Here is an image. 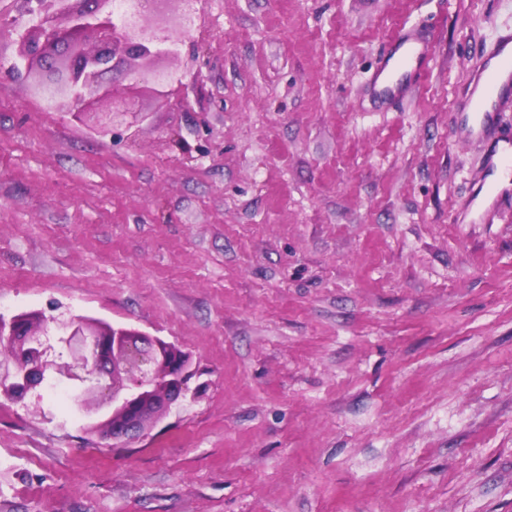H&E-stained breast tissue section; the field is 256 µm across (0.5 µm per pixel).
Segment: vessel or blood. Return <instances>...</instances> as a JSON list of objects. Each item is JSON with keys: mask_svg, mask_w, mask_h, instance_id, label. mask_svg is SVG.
Returning a JSON list of instances; mask_svg holds the SVG:
<instances>
[{"mask_svg": "<svg viewBox=\"0 0 512 512\" xmlns=\"http://www.w3.org/2000/svg\"><path fill=\"white\" fill-rule=\"evenodd\" d=\"M431 58L429 41L413 30H401L370 77L377 95L398 108L412 90L409 73ZM461 122L470 137L485 145V175L474 200L486 217L488 197L512 194V129L500 126V114L512 107V30L500 33L464 93Z\"/></svg>", "mask_w": 512, "mask_h": 512, "instance_id": "obj_1", "label": "vessel or blood"}]
</instances>
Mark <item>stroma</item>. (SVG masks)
Here are the masks:
<instances>
[{"label": "stroma", "mask_w": 512, "mask_h": 512, "mask_svg": "<svg viewBox=\"0 0 512 512\" xmlns=\"http://www.w3.org/2000/svg\"><path fill=\"white\" fill-rule=\"evenodd\" d=\"M146 117L45 111L0 41V313L175 344L184 404L134 441L0 397V512H512V204L467 218L457 92L512 0H166ZM411 100L364 92L403 27Z\"/></svg>", "instance_id": "stroma-1"}]
</instances>
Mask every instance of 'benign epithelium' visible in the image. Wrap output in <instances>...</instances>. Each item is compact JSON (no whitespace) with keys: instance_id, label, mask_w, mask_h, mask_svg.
Masks as SVG:
<instances>
[{"instance_id":"obj_1","label":"benign epithelium","mask_w":512,"mask_h":512,"mask_svg":"<svg viewBox=\"0 0 512 512\" xmlns=\"http://www.w3.org/2000/svg\"><path fill=\"white\" fill-rule=\"evenodd\" d=\"M38 20L21 38L31 91L52 109L86 114L101 133L134 113L130 91L141 84L164 93L169 73L132 68L163 55L174 37L169 22L147 28V6L162 0H129L126 16H114V0H34ZM108 102L109 112H98ZM0 394L23 403L51 381L77 390L84 429L115 443L140 437L146 425L179 408L191 377L187 356L174 345L134 328L75 316L47 318L32 310L0 315Z\"/></svg>"}]
</instances>
